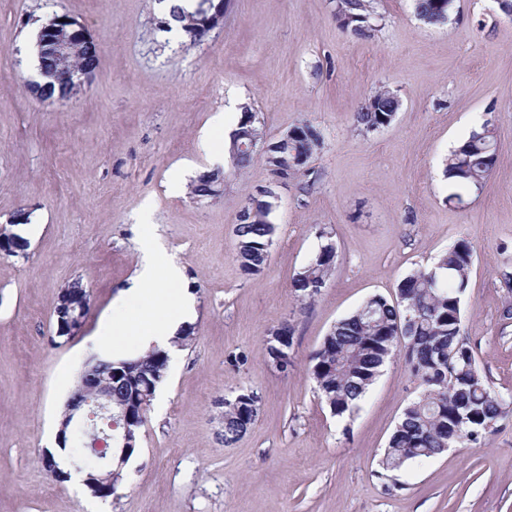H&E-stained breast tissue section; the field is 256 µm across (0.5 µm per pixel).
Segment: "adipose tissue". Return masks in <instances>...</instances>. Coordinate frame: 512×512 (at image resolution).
Listing matches in <instances>:
<instances>
[{
  "mask_svg": "<svg viewBox=\"0 0 512 512\" xmlns=\"http://www.w3.org/2000/svg\"><path fill=\"white\" fill-rule=\"evenodd\" d=\"M140 251L132 284L113 301L105 326L116 362L125 360L126 349L136 345L174 354L176 333L195 318V298L184 285L181 268L160 257L151 239L141 240Z\"/></svg>",
  "mask_w": 512,
  "mask_h": 512,
  "instance_id": "ef3b65f1",
  "label": "adipose tissue"
}]
</instances>
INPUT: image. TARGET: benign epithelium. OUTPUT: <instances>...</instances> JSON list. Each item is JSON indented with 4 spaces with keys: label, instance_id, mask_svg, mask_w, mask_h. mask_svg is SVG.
Instances as JSON below:
<instances>
[{
    "label": "benign epithelium",
    "instance_id": "1",
    "mask_svg": "<svg viewBox=\"0 0 512 512\" xmlns=\"http://www.w3.org/2000/svg\"><path fill=\"white\" fill-rule=\"evenodd\" d=\"M228 9V0H207L205 8L200 16L191 23L187 30L190 42L197 43L204 40L213 30L224 25V14ZM42 45L54 68L61 70L71 69L73 62L78 61L81 67L72 69V90H77L88 83L95 71L93 63L86 62L89 53L97 44L93 41L84 24L76 19L64 15L62 19H54L43 31ZM32 92L43 100H49L59 105L66 103L69 97L55 95L52 85L48 83H30ZM24 247L21 239L5 227H0V252L11 253ZM91 309L89 294L73 300L64 295L58 298L53 315L56 320V333H63L67 339H72L81 331ZM266 341L271 343L274 354L272 365L285 372L291 363V355L285 353L280 329L270 331ZM81 390L69 398L72 423H81L89 428L88 439L94 438V429L90 428L89 420L93 419L90 406H95L101 412L112 416V404L109 397L100 391L94 369L85 365L80 372ZM128 428H122V432L108 437V448L105 449L106 458L98 462V466L87 472L86 486L95 496L105 497L112 493V468L118 469L125 465L127 456L125 449L133 447L129 440Z\"/></svg>",
    "mask_w": 512,
    "mask_h": 512
}]
</instances>
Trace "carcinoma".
I'll return each mask as SVG.
<instances>
[{
	"instance_id": "1",
	"label": "carcinoma",
	"mask_w": 512,
	"mask_h": 512,
	"mask_svg": "<svg viewBox=\"0 0 512 512\" xmlns=\"http://www.w3.org/2000/svg\"><path fill=\"white\" fill-rule=\"evenodd\" d=\"M415 0V11L428 24L448 21L455 0ZM336 20L356 36L376 30L379 14L373 0H336ZM400 109L399 99L388 89L373 92L355 113L358 128L374 132L390 126ZM300 139L288 141V151L312 157L322 145L320 131L310 123L299 126ZM265 160L271 176L290 179L301 165L284 166L279 146L269 149ZM498 160L495 129L484 122L478 131L455 147L444 168V176L459 192L448 201L463 202L461 192L481 187ZM275 225L270 208L258 204L248 209L234 225L236 257L244 274L260 275L267 266ZM321 245L315 256L293 277L290 288L298 300L308 304L320 295L336 267V247L327 232L319 230ZM474 251L458 240L429 267L410 272L398 285L395 299L373 295L363 306L375 310L367 319L356 310L342 318L312 354L310 375L322 401L337 417L353 414L384 364L404 358L422 391L404 409L385 448L382 467L399 470L406 462L432 458L453 446L478 443L496 424L512 413V399L499 394L479 369L463 327V305ZM108 383L112 405L155 399L156 386L165 374L161 355L148 352L130 363L95 359L90 363ZM249 392L241 389L224 399V446L236 442L252 419Z\"/></svg>"
}]
</instances>
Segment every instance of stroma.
<instances>
[{
    "mask_svg": "<svg viewBox=\"0 0 512 512\" xmlns=\"http://www.w3.org/2000/svg\"><path fill=\"white\" fill-rule=\"evenodd\" d=\"M371 37L343 31L335 0H231L201 43L160 30L155 0H0V226L28 247L0 253V512H95L87 487L50 478L64 404L83 363L108 358L112 301L153 238L182 269L197 317L154 401L109 512H512V415L478 445L451 447L384 475L381 459L420 387L402 358L386 364L352 417H334L310 376L333 325L463 239L475 252L463 313L481 371L512 396V17L496 0H456L442 25L414 0H374ZM68 15L100 48L89 82L64 105L31 92L23 65L33 25ZM401 101L394 122L365 133L359 106L378 88ZM267 142L310 122L322 145L277 188L268 264L244 274L234 224L267 171L217 163L212 122L234 96ZM498 163L481 190L451 202L448 153L484 122ZM212 173L219 194L190 196ZM337 249L321 294L302 305L293 276L319 229ZM82 279L92 309L57 344L60 289ZM295 327L281 373L264 340ZM258 397L247 432L225 446L224 398Z\"/></svg>",
    "mask_w": 512,
    "mask_h": 512,
    "instance_id": "1",
    "label": "stroma"
}]
</instances>
